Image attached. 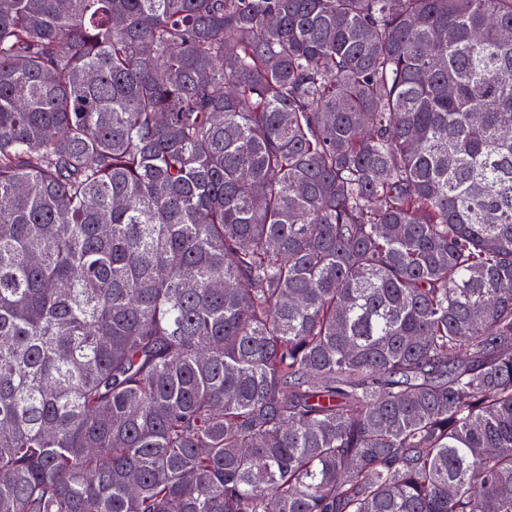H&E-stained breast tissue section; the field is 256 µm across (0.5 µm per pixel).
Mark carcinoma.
<instances>
[{
    "label": "carcinoma",
    "instance_id": "1",
    "mask_svg": "<svg viewBox=\"0 0 512 512\" xmlns=\"http://www.w3.org/2000/svg\"><path fill=\"white\" fill-rule=\"evenodd\" d=\"M0 512H512V0H0Z\"/></svg>",
    "mask_w": 512,
    "mask_h": 512
}]
</instances>
